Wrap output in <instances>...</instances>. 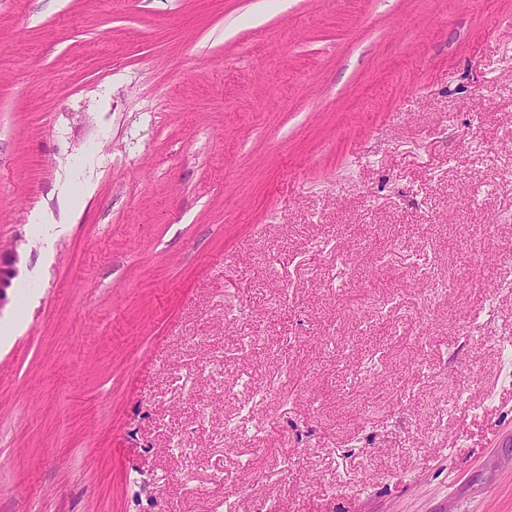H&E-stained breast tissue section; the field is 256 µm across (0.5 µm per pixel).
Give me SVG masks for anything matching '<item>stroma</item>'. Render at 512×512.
Returning a JSON list of instances; mask_svg holds the SVG:
<instances>
[{
	"mask_svg": "<svg viewBox=\"0 0 512 512\" xmlns=\"http://www.w3.org/2000/svg\"><path fill=\"white\" fill-rule=\"evenodd\" d=\"M15 243L0 512H512V0H0Z\"/></svg>",
	"mask_w": 512,
	"mask_h": 512,
	"instance_id": "obj_1",
	"label": "stroma"
}]
</instances>
